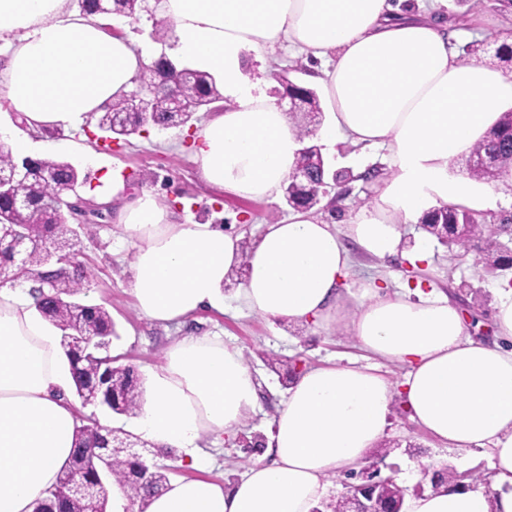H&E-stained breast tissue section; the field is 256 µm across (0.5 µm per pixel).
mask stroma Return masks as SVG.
<instances>
[{"label": "stroma", "mask_w": 512, "mask_h": 512, "mask_svg": "<svg viewBox=\"0 0 512 512\" xmlns=\"http://www.w3.org/2000/svg\"><path fill=\"white\" fill-rule=\"evenodd\" d=\"M209 118V113L202 111L187 125L163 131L150 128L111 146L103 142L95 120L91 119L82 129L70 132L68 146L54 149L53 154L78 168L85 180L81 188L84 197L91 198L103 191L101 179L109 172L127 185L129 194H136L133 179L149 172L157 177L150 184V191L180 217L203 224L233 223L243 238L255 240L266 224L287 219L291 209L279 198L254 201L234 197L202 179L192 157L200 145L198 133ZM325 158L331 169L347 170L354 175L344 200L332 208L322 204L314 209L315 215L342 227L356 213V199L371 193L369 183L357 179V172L374 168L383 173L387 165L382 152L364 151L348 142L338 144L335 152L326 153ZM71 230L78 259L87 272L77 300L109 311L115 325L110 352L121 364L132 366L139 380H147L150 372L163 364L165 352L174 339L188 335L224 337L226 342L241 348L256 378L258 399L254 412L238 429L236 440L223 435L203 438L206 463L202 468L182 464L176 452L147 449L148 464L168 466L170 477H196L224 484L237 480L248 467L241 442L256 435L269 436L272 421L288 391L282 377L292 372L294 366L306 369L355 360L377 366L394 383L401 382L408 370L404 363L364 352L344 329L291 327L242 310L235 298L239 286L235 278L225 284L223 299L217 307L199 312L180 325L156 324L136 307L130 291L132 250L114 216L93 219L88 225L75 224ZM401 232V248L395 260L385 262L354 253L355 277L374 279L388 291L414 299L430 292L448 294L461 309L469 336L492 337L494 308L502 289L512 281V269L488 268L473 252L458 254L430 237L423 225L405 224ZM423 239L429 244L428 259L411 262L415 246ZM384 441L391 445V453L381 457L373 451L369 457L377 461L381 476L391 478L406 495H420L430 487L427 477L410 476L421 457L441 459L446 470L464 485L489 484L487 453L448 448L412 421L401 396H394L391 401Z\"/></svg>", "instance_id": "1"}]
</instances>
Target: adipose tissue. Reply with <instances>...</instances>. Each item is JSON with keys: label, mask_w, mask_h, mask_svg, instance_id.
I'll return each instance as SVG.
<instances>
[{"label": "adipose tissue", "mask_w": 512, "mask_h": 512, "mask_svg": "<svg viewBox=\"0 0 512 512\" xmlns=\"http://www.w3.org/2000/svg\"><path fill=\"white\" fill-rule=\"evenodd\" d=\"M444 0H162L176 59L210 73L231 103L200 132L193 162L209 185L249 199H275L302 148L284 105L249 79L247 56L273 70L290 44L319 60L331 118L317 132L387 151L390 174L372 184L370 206L337 232L310 212L266 226L242 253L240 235L180 220L148 191L121 182L103 195L133 247L130 287L150 320L177 324L214 306L232 269L246 264L238 301L272 320L343 327L366 352L405 363L393 385L355 361L304 370L288 387L265 458L224 485L172 479L145 503L112 487V512H311L325 479L356 470L382 440L394 391L414 422L449 447L485 449L489 489L447 483L407 498L404 512H512V290L494 314L496 339L467 336L460 310L442 293L418 300L368 280L349 296L348 243L394 256L400 225L443 206L495 209L499 194L449 164L512 107V72L461 66L456 44L473 36L512 42V19L481 14L453 20ZM86 16L68 0H0V99L31 133L83 127L137 85L153 47ZM72 371L59 336L28 289L0 286V512H32L68 465L80 421L68 399ZM256 380L240 348L219 336H185L168 348L143 388L140 437L181 450L197 465L204 435L233 434L253 411Z\"/></svg>", "instance_id": "obj_1"}]
</instances>
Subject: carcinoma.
Segmentation results:
<instances>
[{
	"label": "carcinoma",
	"mask_w": 512,
	"mask_h": 512,
	"mask_svg": "<svg viewBox=\"0 0 512 512\" xmlns=\"http://www.w3.org/2000/svg\"><path fill=\"white\" fill-rule=\"evenodd\" d=\"M180 72L189 76L195 83V98L183 112L170 111V105L162 100L154 106L148 118L137 113L126 115L120 125H112V113L104 112L98 117L99 128L112 137H127L139 133V129L151 125L165 130L191 120L202 110L211 111L212 105L224 101L222 90L207 73L182 68ZM288 93L303 97L301 111L321 113L316 92L308 87L288 83ZM487 147L502 156L491 173L484 177L470 174L480 181L500 177L512 166V109L501 113L498 120L474 145V148ZM78 170L70 162L46 156L30 160L29 175L23 185L24 204L19 206L10 199L0 200V232L7 233L9 225L29 221L34 224V247L31 260L34 268L45 267L49 253L43 251L44 243H68L70 239L64 230V213L61 201L80 189ZM321 200L322 192L301 188L290 194L288 206L293 209L310 210L313 200ZM421 223L427 232L436 235L442 243H449L463 253L469 252L468 236L485 235V229L478 224L476 217L468 211L453 207L435 209L427 214ZM18 269V256L9 248L0 249V277L4 283L13 286L28 284L39 294L36 310L50 324L62 332L60 347L69 362L74 379V388L82 403L108 406L118 414L135 415L140 409L142 388L130 366L107 362L99 354L88 355L81 350L79 341L86 337L110 336L113 334L112 317L102 306H86L74 300L83 288L82 276L71 275L66 265L57 268L56 289L45 293L35 281L18 279L9 281V275ZM167 466H157L151 470L142 461L128 454H114L108 441L99 433V425L90 420L76 428L75 445L68 469L63 473L54 491L51 502L38 499L33 503V512L50 507L55 512H73L85 499L75 490L68 476L82 473L84 482L93 490L96 506L104 512L108 503L109 484L116 481L127 488L133 501L159 491L169 481Z\"/></svg>",
	"instance_id": "obj_1"
}]
</instances>
